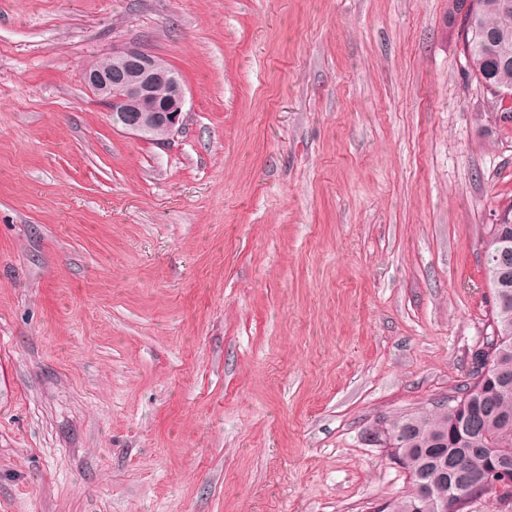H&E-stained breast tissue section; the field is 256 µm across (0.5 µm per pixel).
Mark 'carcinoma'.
I'll return each instance as SVG.
<instances>
[{
	"label": "carcinoma",
	"mask_w": 512,
	"mask_h": 512,
	"mask_svg": "<svg viewBox=\"0 0 512 512\" xmlns=\"http://www.w3.org/2000/svg\"><path fill=\"white\" fill-rule=\"evenodd\" d=\"M478 30L512 42V0H477ZM466 50L476 79L512 86V59L497 57L495 47L471 32ZM498 332L486 338L485 351L473 357L467 380L429 411L389 420L381 435L401 444L411 479L406 496L390 512H440L443 500L458 493L462 473L491 481L494 457H512V267L497 278L487 270Z\"/></svg>",
	"instance_id": "1"
}]
</instances>
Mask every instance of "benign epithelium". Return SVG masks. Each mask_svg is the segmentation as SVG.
<instances>
[{
	"instance_id": "1",
	"label": "benign epithelium",
	"mask_w": 512,
	"mask_h": 512,
	"mask_svg": "<svg viewBox=\"0 0 512 512\" xmlns=\"http://www.w3.org/2000/svg\"><path fill=\"white\" fill-rule=\"evenodd\" d=\"M111 64L104 70H86L88 89L112 116V126L143 138L151 126L166 130L157 145L166 148L186 122L187 87L164 60L140 45L117 48L110 55ZM512 262V235L502 233L486 263L504 269ZM496 473L501 483L512 482V458L495 457Z\"/></svg>"
}]
</instances>
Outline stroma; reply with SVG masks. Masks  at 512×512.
Wrapping results in <instances>:
<instances>
[{
	"mask_svg": "<svg viewBox=\"0 0 512 512\" xmlns=\"http://www.w3.org/2000/svg\"><path fill=\"white\" fill-rule=\"evenodd\" d=\"M450 0H0V512H380L492 332L512 120ZM177 69L164 149L87 65ZM502 228H506L508 233L503 232L496 241L495 246L496 234ZM509 232L512 233V224L503 223L499 227H496L495 224H490L486 246H489L490 249H494L487 252L486 264L488 263L491 267L496 269L508 267L510 260H512V236Z\"/></svg>",
	"mask_w": 512,
	"mask_h": 512,
	"instance_id": "obj_1",
	"label": "stroma"
}]
</instances>
